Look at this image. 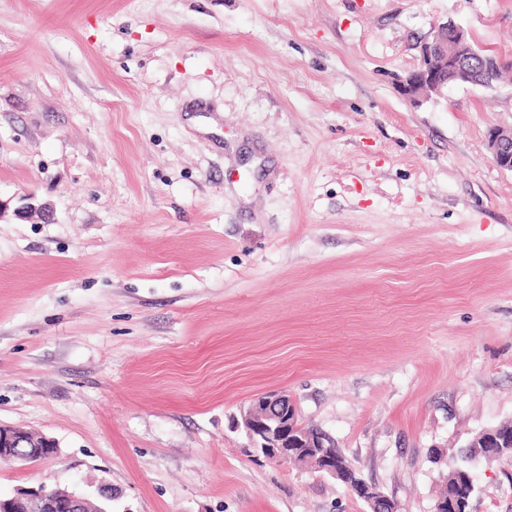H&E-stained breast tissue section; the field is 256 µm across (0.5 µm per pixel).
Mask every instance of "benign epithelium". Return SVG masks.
<instances>
[{"mask_svg": "<svg viewBox=\"0 0 512 512\" xmlns=\"http://www.w3.org/2000/svg\"><path fill=\"white\" fill-rule=\"evenodd\" d=\"M419 66L401 84V92L416 104L453 85L489 87L503 69V60L482 53L469 33L452 20L436 25L432 38L416 43ZM488 149L494 163L512 171V129H493ZM243 426L254 447L279 463L294 461L292 450L310 448L320 453L321 470L339 478L336 455L326 452L330 437L298 422L297 410L288 394L264 393L243 412ZM54 440L0 424V462L32 463L56 453ZM359 490L369 497L371 512H395L394 502L377 487L364 483ZM0 512H110L94 507L82 495L65 488H41L0 497Z\"/></svg>", "mask_w": 512, "mask_h": 512, "instance_id": "7a95c632", "label": "benign epithelium"}]
</instances>
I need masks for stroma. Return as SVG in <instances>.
I'll list each match as a JSON object with an SVG mask.
<instances>
[{
	"mask_svg": "<svg viewBox=\"0 0 512 512\" xmlns=\"http://www.w3.org/2000/svg\"><path fill=\"white\" fill-rule=\"evenodd\" d=\"M512 59V0H0V495L112 512H368L242 425L288 393L398 512L512 421L499 89L400 84L435 23ZM471 512H512L472 460ZM488 149L499 168L512 171V129L491 130L488 134ZM54 440L0 424V462L32 463L56 453ZM46 489L0 497V512H110L105 507L92 506L91 501L75 491L59 487Z\"/></svg>",
	"mask_w": 512,
	"mask_h": 512,
	"instance_id": "stroma-1",
	"label": "stroma"
}]
</instances>
